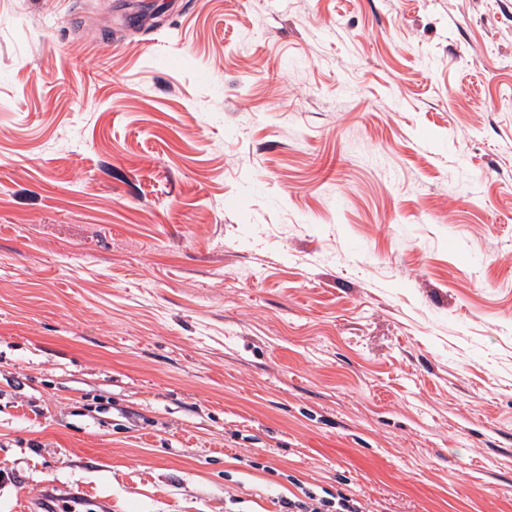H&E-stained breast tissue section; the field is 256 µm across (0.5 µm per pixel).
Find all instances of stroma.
<instances>
[{"label":"stroma","instance_id":"35a3bbf8","mask_svg":"<svg viewBox=\"0 0 512 512\" xmlns=\"http://www.w3.org/2000/svg\"><path fill=\"white\" fill-rule=\"evenodd\" d=\"M0 0V512H512V0ZM298 490V495L289 491L288 498L282 500V512H370L360 502L337 491L336 496L323 491L326 496L310 491L296 479L291 482Z\"/></svg>","mask_w":512,"mask_h":512}]
</instances>
